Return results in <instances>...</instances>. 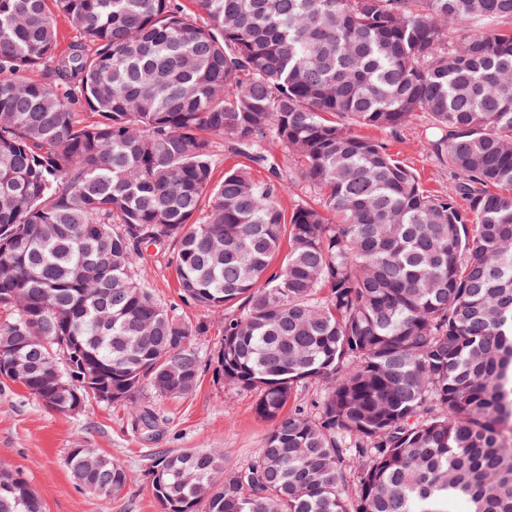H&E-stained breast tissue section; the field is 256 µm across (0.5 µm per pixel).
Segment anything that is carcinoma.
<instances>
[{
  "label": "carcinoma",
  "mask_w": 512,
  "mask_h": 512,
  "mask_svg": "<svg viewBox=\"0 0 512 512\" xmlns=\"http://www.w3.org/2000/svg\"><path fill=\"white\" fill-rule=\"evenodd\" d=\"M193 2L200 22L179 0H0V342L17 382L64 415L110 388L148 428L144 388L192 393L205 326L138 278L168 242L182 300L224 315L216 378L256 392L272 428L238 469L155 455L165 512H512V0ZM59 17L81 35L63 49ZM420 112L446 195L355 132ZM224 139L255 164L276 140L322 201L288 213L282 176L247 165L215 180ZM50 354L73 391L46 377ZM68 466L91 493L128 483L92 448ZM0 512H43L17 470L0 468Z\"/></svg>",
  "instance_id": "carcinoma-1"
}]
</instances>
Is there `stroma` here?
I'll list each match as a JSON object with an SVG mask.
<instances>
[{"label":"stroma","instance_id":"35a3bbf8","mask_svg":"<svg viewBox=\"0 0 512 512\" xmlns=\"http://www.w3.org/2000/svg\"><path fill=\"white\" fill-rule=\"evenodd\" d=\"M361 133L387 144L427 190L447 193L448 169L426 148L432 136L426 115L416 116L396 133L367 127ZM149 252L145 284L184 322L205 324L197 347L203 359L212 358L224 335L223 317L181 301L171 249L153 246ZM141 398L158 419L156 431L149 434L140 432L134 413L122 404L94 403L64 416L44 407L21 384L0 383V464L24 473L44 512H162L148 479L153 453L220 448L225 468L235 469L260 454L271 429L256 412L255 392L224 385L208 369L186 397L162 398L147 389ZM79 446L97 449L126 468L128 487L121 497H100L77 485L67 458Z\"/></svg>","mask_w":512,"mask_h":512}]
</instances>
